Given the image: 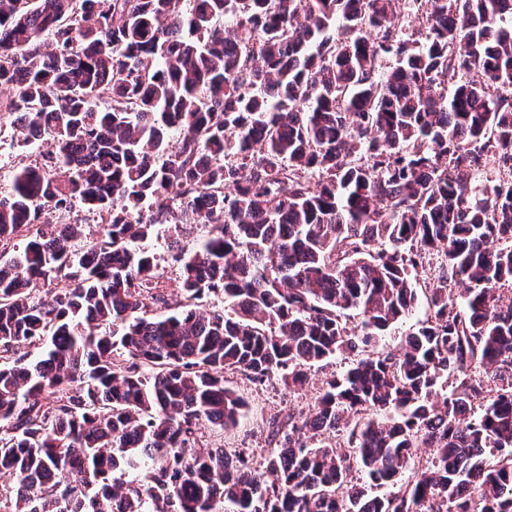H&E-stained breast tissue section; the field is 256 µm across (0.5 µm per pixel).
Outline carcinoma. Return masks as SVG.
I'll use <instances>...</instances> for the list:
<instances>
[{
    "label": "carcinoma",
    "mask_w": 512,
    "mask_h": 512,
    "mask_svg": "<svg viewBox=\"0 0 512 512\" xmlns=\"http://www.w3.org/2000/svg\"><path fill=\"white\" fill-rule=\"evenodd\" d=\"M2 86L47 146L0 193L7 512H512V0H0ZM77 202L101 237L32 230ZM349 354L264 474L199 443L244 416L224 373ZM427 313V303L425 298L422 297L418 309L412 315L384 333L374 352L397 354L405 338L419 327L421 321L426 318Z\"/></svg>",
    "instance_id": "obj_1"
}]
</instances>
